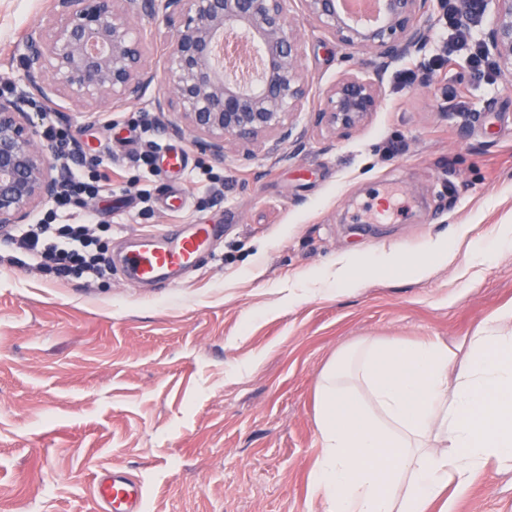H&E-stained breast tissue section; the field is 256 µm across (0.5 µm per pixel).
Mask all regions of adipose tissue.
<instances>
[{"label":"adipose tissue","mask_w":512,"mask_h":512,"mask_svg":"<svg viewBox=\"0 0 512 512\" xmlns=\"http://www.w3.org/2000/svg\"><path fill=\"white\" fill-rule=\"evenodd\" d=\"M472 227L432 241L416 261L390 252L346 255L331 284L359 287L367 275H426L454 259ZM455 366L437 340L363 338L339 351L317 387L321 454L312 491L324 512H430L449 486L488 463L512 469V305L466 337Z\"/></svg>","instance_id":"ef3b65f1"}]
</instances>
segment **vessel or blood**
Returning <instances> with one entry per match:
<instances>
[{"instance_id": "1", "label": "vessel or blood", "mask_w": 512, "mask_h": 512, "mask_svg": "<svg viewBox=\"0 0 512 512\" xmlns=\"http://www.w3.org/2000/svg\"><path fill=\"white\" fill-rule=\"evenodd\" d=\"M217 233L215 225L198 224L186 235L176 233L141 239L128 254L126 268L131 278L142 284L154 282L173 271L191 268ZM93 492L102 512H143V489L123 470L100 469Z\"/></svg>"}]
</instances>
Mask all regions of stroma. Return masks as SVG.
<instances>
[{
	"label": "stroma",
	"mask_w": 512,
	"mask_h": 512,
	"mask_svg": "<svg viewBox=\"0 0 512 512\" xmlns=\"http://www.w3.org/2000/svg\"><path fill=\"white\" fill-rule=\"evenodd\" d=\"M48 5L0 0L1 91ZM428 26L429 44L382 72L377 112L335 135L317 123L327 93L373 73L374 56L303 25L305 135L277 155L202 153L169 132L151 90L81 112L60 100L52 120L86 171L112 165L99 195L72 205L112 268L61 276L0 235V512H99L92 479L112 466L139 481L145 512H323L316 386L336 352L367 336L432 338L464 359L466 336L512 304V245L493 242L512 225V88L446 54L442 10ZM383 192L393 207L371 221ZM204 223L220 232L174 283L125 278L130 240ZM458 224L472 245L428 276L317 280L351 251L421 256ZM432 512H512V471L488 465Z\"/></svg>",
	"instance_id": "1"
}]
</instances>
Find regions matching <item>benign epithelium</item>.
<instances>
[{
	"mask_svg": "<svg viewBox=\"0 0 512 512\" xmlns=\"http://www.w3.org/2000/svg\"><path fill=\"white\" fill-rule=\"evenodd\" d=\"M288 0H51L48 15L22 37V85L0 94V228L26 224L62 186V153L39 147L30 113L55 112L67 98L78 107L122 105L158 87L155 107L173 115L176 135L221 158L235 147L246 155L281 152L300 140L294 120L304 109L308 82L301 63L299 26ZM304 20L341 45L371 51L383 62L420 49L428 37L432 0H379V16L364 24L342 0H301ZM492 20L482 34L499 72L512 79V0H481ZM161 18L167 44L163 76L148 62L138 16ZM254 43L259 67L239 79L224 70L218 53L227 38ZM379 83L346 74L327 93L318 121L336 130L363 125L380 103Z\"/></svg>",
	"mask_w": 512,
	"mask_h": 512,
	"instance_id": "7a95c632",
	"label": "benign epithelium"
}]
</instances>
